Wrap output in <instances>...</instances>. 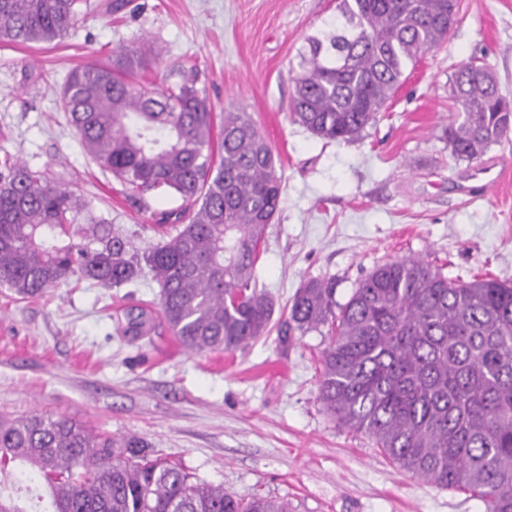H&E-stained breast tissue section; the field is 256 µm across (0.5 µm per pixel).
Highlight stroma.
I'll use <instances>...</instances> for the list:
<instances>
[{"mask_svg":"<svg viewBox=\"0 0 512 512\" xmlns=\"http://www.w3.org/2000/svg\"><path fill=\"white\" fill-rule=\"evenodd\" d=\"M50 43L0 41V160L66 184L138 248L161 240L162 191L134 196L84 153L59 95L70 72L147 42L145 79L195 68L216 112L246 109L278 158L283 196L256 265L277 309L271 333L232 352L194 353L156 321L126 334V314L157 308L151 279L104 288L70 281L21 299L0 285V416L65 415L134 434L199 481L287 500L292 512H483L467 494L401 470L317 400L324 331H289L286 304L311 279L345 303L378 265L417 257L453 279L512 282V136L480 164L456 159L445 130L450 85L485 63L512 101V0H459L458 21L406 78L362 139L329 143L292 121L299 54L339 0H107Z\"/></svg>","mask_w":512,"mask_h":512,"instance_id":"stroma-1","label":"stroma"}]
</instances>
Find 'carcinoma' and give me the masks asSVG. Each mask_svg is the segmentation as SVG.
<instances>
[{"mask_svg": "<svg viewBox=\"0 0 512 512\" xmlns=\"http://www.w3.org/2000/svg\"><path fill=\"white\" fill-rule=\"evenodd\" d=\"M90 0H0V40L51 42L93 13ZM448 0H340L336 22L307 37L291 114L328 141L362 137L398 90L406 67L448 40ZM152 48L73 71L62 109L85 153L133 193L173 190L172 233L144 249L63 184L20 162L0 173V285L34 298L72 278L136 286L151 274L160 317L190 350L232 352L271 331L274 300L256 264L278 213L282 177L250 113L217 118L197 74L158 89L137 79ZM456 119L446 137L459 160L480 161L512 133L492 72L455 74ZM154 321L129 312L128 329ZM329 327L318 401L366 435L400 469L469 491L485 512H512V284L460 282L414 257L377 266L344 304L311 279L289 306L288 330ZM22 468L47 512H288L272 497L243 498L154 457L136 436L93 435L65 416L0 418V476ZM0 512H27L0 480Z\"/></svg>", "mask_w": 512, "mask_h": 512, "instance_id": "carcinoma-1", "label": "carcinoma"}]
</instances>
